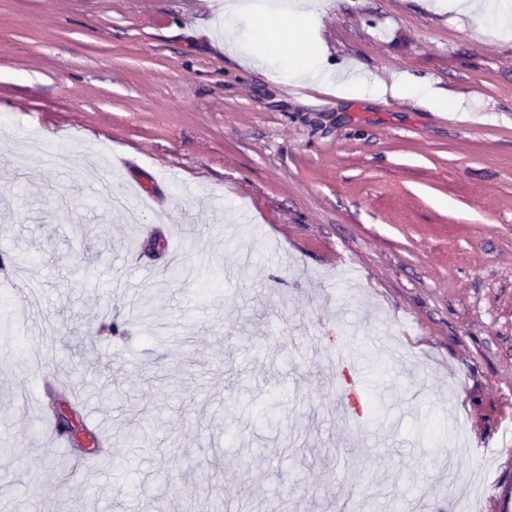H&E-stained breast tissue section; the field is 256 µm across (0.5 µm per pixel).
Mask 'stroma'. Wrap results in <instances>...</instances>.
Listing matches in <instances>:
<instances>
[{"instance_id": "obj_1", "label": "stroma", "mask_w": 512, "mask_h": 512, "mask_svg": "<svg viewBox=\"0 0 512 512\" xmlns=\"http://www.w3.org/2000/svg\"><path fill=\"white\" fill-rule=\"evenodd\" d=\"M310 2L325 71L459 108L253 65L224 0H0V512H512V0ZM390 90L395 95L421 98L429 105L440 110H447L448 107L451 106L450 102L445 97L422 84L413 82L400 83L393 85Z\"/></svg>"}]
</instances>
